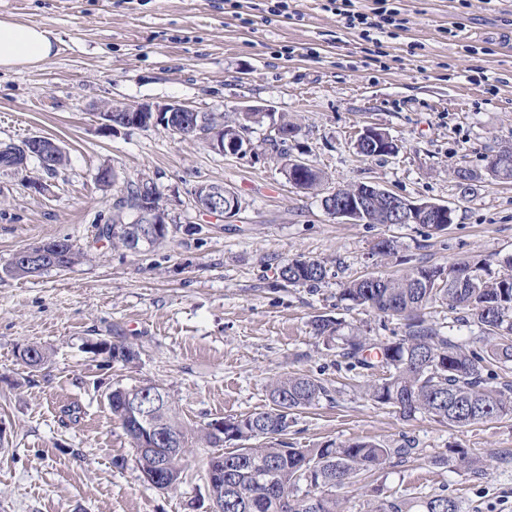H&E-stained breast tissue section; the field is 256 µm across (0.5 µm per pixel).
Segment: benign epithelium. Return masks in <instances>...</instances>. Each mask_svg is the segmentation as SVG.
I'll return each mask as SVG.
<instances>
[{"instance_id":"obj_1","label":"benign epithelium","mask_w":512,"mask_h":512,"mask_svg":"<svg viewBox=\"0 0 512 512\" xmlns=\"http://www.w3.org/2000/svg\"><path fill=\"white\" fill-rule=\"evenodd\" d=\"M102 116L105 119L104 129L109 132H115L121 128L142 127L146 124L165 126L170 131L172 127L166 126L167 121L178 116L183 130L203 140L212 151L222 155L226 150L231 152L239 148V142L237 141L227 145L224 144V126L204 127V122L198 115L197 110L182 104L160 106L151 104L115 105L110 103L102 109ZM390 141H392V138L387 133L382 132L376 135L368 127L363 129L358 138V143L377 151L381 150L384 144ZM25 142V158L20 164L22 168L27 167L28 162L32 159L38 161L42 166L47 165L56 156V151L61 149L57 142L43 136H32L25 139ZM337 192L336 217L351 224L361 223L360 215L367 206L384 210L397 224H407L412 220L419 222L423 219L434 221L438 218L442 219L444 215L452 212V209L446 205L412 201L388 189L371 184L366 185V192L363 194L345 188H339ZM233 197H237L233 190L213 184H201L196 187L193 193L194 206L198 212L224 218L233 217L237 211V208L231 202ZM137 216L147 218L150 224L172 223V218L160 203V195L153 184L147 185L143 180L140 181ZM138 420L144 431L140 451L150 452L153 450L150 441L160 437L159 428L152 420V414L145 410L138 412Z\"/></svg>"}]
</instances>
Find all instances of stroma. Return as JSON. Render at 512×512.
<instances>
[{
    "instance_id": "35a3bbf8",
    "label": "stroma",
    "mask_w": 512,
    "mask_h": 512,
    "mask_svg": "<svg viewBox=\"0 0 512 512\" xmlns=\"http://www.w3.org/2000/svg\"><path fill=\"white\" fill-rule=\"evenodd\" d=\"M391 3L405 27L378 50L323 0H288L271 17L266 0H0V15L58 37L39 68L0 74V143L44 136L68 156L53 175L35 161L19 174L0 168V512H208V449L188 459L175 489H154L109 393L163 386L201 428L270 409L266 384L288 373L331 390L297 413L288 444L409 439L418 449L367 487L337 490L346 512H369L389 494L415 502L439 492L465 512H512V416L466 428L402 418L371 402L360 388L366 372L347 370L311 328L329 315L375 340L401 336L399 321L342 299L345 283L367 273L470 257L489 259L493 275L512 273V181L486 174L489 155L512 147V0ZM477 69L488 82L472 81ZM109 102L218 114L270 107L298 125L288 150L324 181L295 189L265 148L266 125L249 130L252 153L224 156L158 126L106 132ZM367 125L397 139L398 153L360 156ZM103 166L154 181L177 224L166 243L132 254L98 240L97 216L113 201L96 181ZM462 167L478 180L460 186ZM360 182L448 205L454 221L438 232L329 216L323 198ZM204 183L237 192L239 214L199 215L192 192ZM383 237L395 255L375 254ZM58 238L82 253L71 268L2 274L16 251ZM299 255L325 263L318 288L279 286V266ZM101 341L130 343L138 357L107 362L91 349ZM32 343L49 352L38 367L19 358ZM451 451L480 457L483 474L465 462L433 465Z\"/></svg>"
}]
</instances>
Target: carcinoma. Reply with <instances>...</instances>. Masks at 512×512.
I'll return each instance as SVG.
<instances>
[{
    "mask_svg": "<svg viewBox=\"0 0 512 512\" xmlns=\"http://www.w3.org/2000/svg\"><path fill=\"white\" fill-rule=\"evenodd\" d=\"M204 116L224 123L235 136L237 129L249 127L241 112L230 121L212 112ZM487 170L495 179L512 180V149L499 151ZM135 184L131 179L122 181L111 213L99 217L97 225V239L132 252L161 244L170 232L169 225L156 224L152 237L144 240L140 234L145 225L127 221L137 205ZM37 250L48 253L41 257L44 270L68 269L80 256L72 245L55 250L53 240ZM489 266L488 259L472 257L446 266L414 267L397 278L358 277L346 283L343 299L384 319L403 321L404 334L372 343L361 332L346 329L341 320L324 315L311 321L313 333L340 341L338 356L348 369H382L384 376L366 385V395L374 404L393 408L405 418L425 414L465 428L512 416V381L488 389L489 381L497 378L493 367L512 363V276L493 277ZM278 274L284 288H311L323 282L327 269L320 260L299 257L284 262ZM437 303L462 311L454 319L456 326L448 327L446 333L426 316V310ZM472 324L485 334L480 353L466 350L453 334ZM137 357L132 346L112 344L110 360L128 364ZM267 390L271 409L224 420L220 427L211 423L197 431L181 418L166 389L146 385L141 404L152 410L166 438L155 444V451L135 455L140 472L146 476L162 467L173 489L182 482L184 461L198 445L220 449L227 442L241 441L246 446L214 452L206 460L210 491L224 502L223 512H344L336 490L371 478L393 458L402 462L416 453L415 443L409 440L394 447L365 439L313 448H294L285 441L276 446H251V441L287 435L297 411L330 393L324 382L300 374L274 377ZM128 393L115 388L107 401L112 417L136 449L142 433L126 400ZM303 484L308 490L300 497ZM369 512H464V507L457 498L440 493L413 503L388 495Z\"/></svg>",
    "mask_w": 512,
    "mask_h": 512,
    "instance_id": "1",
    "label": "carcinoma"
}]
</instances>
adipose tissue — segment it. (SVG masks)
<instances>
[{"label":"adipose tissue","mask_w":512,"mask_h":512,"mask_svg":"<svg viewBox=\"0 0 512 512\" xmlns=\"http://www.w3.org/2000/svg\"><path fill=\"white\" fill-rule=\"evenodd\" d=\"M55 52L56 37L49 28L0 18V71L38 67Z\"/></svg>","instance_id":"adipose-tissue-1"}]
</instances>
